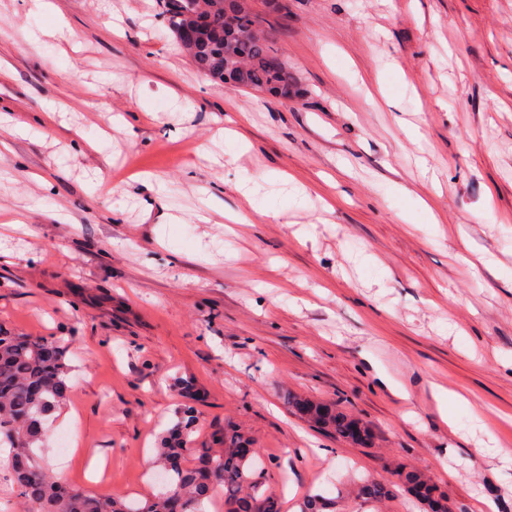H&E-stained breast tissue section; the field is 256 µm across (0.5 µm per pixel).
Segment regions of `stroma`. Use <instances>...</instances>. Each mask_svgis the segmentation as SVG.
<instances>
[{
  "label": "stroma",
  "instance_id": "1",
  "mask_svg": "<svg viewBox=\"0 0 512 512\" xmlns=\"http://www.w3.org/2000/svg\"><path fill=\"white\" fill-rule=\"evenodd\" d=\"M33 2L0 0V206L23 221L0 223V325L71 340L44 463L159 494L148 460L190 406L197 446L251 439L282 512H429L401 466L448 512H512V0H250L289 102L199 71L164 0H56L70 38L37 43ZM293 404L313 425L336 434L339 438L366 439L368 437V430L362 421L336 412L331 406L305 400H294ZM398 479L408 488H418L414 493L416 497L426 502L431 512H447L448 502L442 495H436V488L431 485L421 474L400 469L397 471Z\"/></svg>",
  "mask_w": 512,
  "mask_h": 512
}]
</instances>
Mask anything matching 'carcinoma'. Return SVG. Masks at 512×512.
Masks as SVG:
<instances>
[{"instance_id": "1", "label": "carcinoma", "mask_w": 512, "mask_h": 512, "mask_svg": "<svg viewBox=\"0 0 512 512\" xmlns=\"http://www.w3.org/2000/svg\"><path fill=\"white\" fill-rule=\"evenodd\" d=\"M180 0L166 5L176 37L192 30L189 49L196 67L232 89H250L279 99L299 95L298 78L276 53L260 16L247 0ZM69 342L62 336H25L0 326V447L9 449L8 476L27 512H204L217 488L224 512H281L279 496L255 467L257 452L242 451L246 438L226 428L215 448H197L193 420L182 417L155 449L153 466L165 491L144 501L76 489L54 475L38 454L48 418L68 400ZM313 425L339 438L365 439L362 421L333 407L296 400ZM398 479L431 512H448L446 498L421 474L400 469Z\"/></svg>"}]
</instances>
